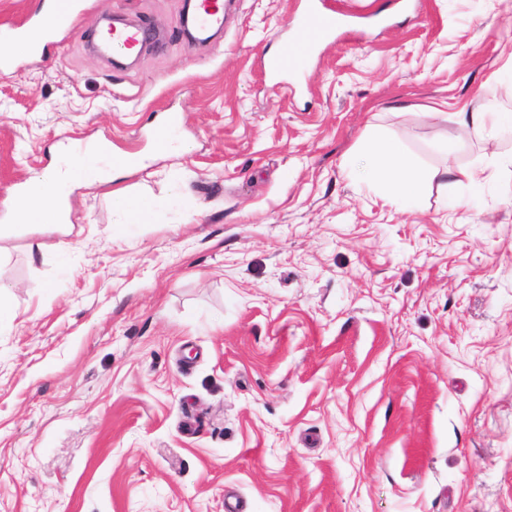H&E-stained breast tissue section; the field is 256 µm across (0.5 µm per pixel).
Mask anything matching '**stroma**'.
Wrapping results in <instances>:
<instances>
[{
	"mask_svg": "<svg viewBox=\"0 0 512 512\" xmlns=\"http://www.w3.org/2000/svg\"><path fill=\"white\" fill-rule=\"evenodd\" d=\"M300 5L225 0L198 43L183 0H83L0 70V206L64 136L145 159L0 239V512H512V134L435 118L512 110V0H335L276 84ZM109 19L158 41L116 66ZM372 137L446 185L390 201ZM346 13L326 6L325 0H305L304 7L292 20L294 37L284 42L266 60L265 69L279 78L298 77L314 58L319 44L339 29Z\"/></svg>",
	"mask_w": 512,
	"mask_h": 512,
	"instance_id": "obj_1",
	"label": "stroma"
}]
</instances>
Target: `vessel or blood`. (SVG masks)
Here are the masks:
<instances>
[{
    "mask_svg": "<svg viewBox=\"0 0 512 512\" xmlns=\"http://www.w3.org/2000/svg\"><path fill=\"white\" fill-rule=\"evenodd\" d=\"M80 14L79 0H42L36 14L14 24V40L23 44L30 56H41L62 33L73 31ZM344 19V13L327 6L325 0H305L292 20L294 37L267 58L266 70L279 78L302 75L320 43L330 38ZM195 20L204 37L223 30L224 0H200ZM145 38V28L137 25L112 28L105 36L113 51L128 55L140 49Z\"/></svg>",
    "mask_w": 512,
    "mask_h": 512,
    "instance_id": "1",
    "label": "vessel or blood"
}]
</instances>
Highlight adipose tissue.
Returning a JSON list of instances; mask_svg holds the SVG:
<instances>
[{"instance_id":"ef3b65f1","label":"adipose tissue","mask_w":512,"mask_h":512,"mask_svg":"<svg viewBox=\"0 0 512 512\" xmlns=\"http://www.w3.org/2000/svg\"><path fill=\"white\" fill-rule=\"evenodd\" d=\"M365 149V176L385 182L389 198L404 205H414L422 188L440 176L436 170L422 172L405 153L381 139H369ZM72 183V178L64 173L49 185L38 177L29 179L26 196L12 206L15 221L0 226V237L31 226H59L55 201L65 197Z\"/></svg>"}]
</instances>
